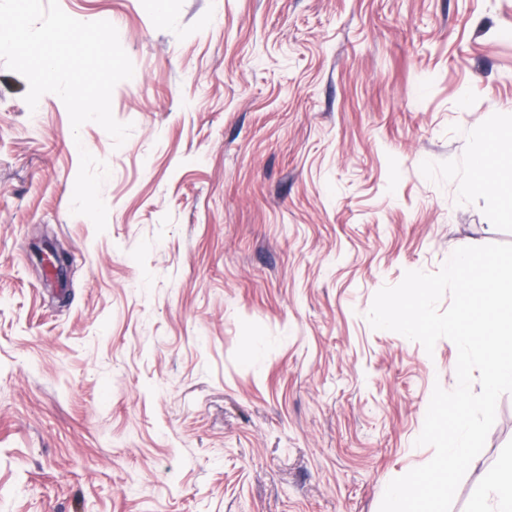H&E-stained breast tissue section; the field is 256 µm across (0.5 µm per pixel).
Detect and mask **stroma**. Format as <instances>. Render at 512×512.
<instances>
[{
    "label": "stroma",
    "instance_id": "stroma-1",
    "mask_svg": "<svg viewBox=\"0 0 512 512\" xmlns=\"http://www.w3.org/2000/svg\"><path fill=\"white\" fill-rule=\"evenodd\" d=\"M134 65L115 145L0 62V512H379L457 348L376 292L512 244V0H59ZM107 226L71 212L80 150ZM72 258L41 267L44 240ZM512 458L502 395L451 512ZM496 156L478 151L472 161L476 183L496 187L503 168L510 166L512 155V127H503L495 136ZM492 158H495L494 160Z\"/></svg>",
    "mask_w": 512,
    "mask_h": 512
}]
</instances>
